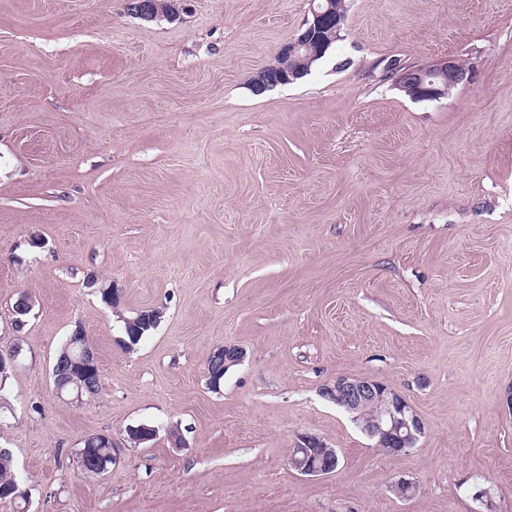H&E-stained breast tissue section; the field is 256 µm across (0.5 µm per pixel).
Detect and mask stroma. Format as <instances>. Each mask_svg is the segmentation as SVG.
I'll use <instances>...</instances> for the list:
<instances>
[{
    "instance_id": "1",
    "label": "stroma",
    "mask_w": 512,
    "mask_h": 512,
    "mask_svg": "<svg viewBox=\"0 0 512 512\" xmlns=\"http://www.w3.org/2000/svg\"><path fill=\"white\" fill-rule=\"evenodd\" d=\"M309 8L0 0V448L27 493L0 512H478L481 489L512 512V0H347L308 76L254 92ZM444 57L470 76L436 102L384 75ZM78 326L101 371L80 406L51 375ZM226 345L246 358L215 391ZM339 376L403 395L416 446L376 448L322 396ZM92 434L101 475L76 464ZM305 434L336 472L289 466ZM181 0H170L171 7L168 9L167 14L163 15L154 6V4L160 6L163 9L164 5L168 3L167 0H154V4L150 0H128L127 9L134 16L141 18L146 21H153L155 19L164 18L169 21L176 20L180 14V5H176L174 2ZM141 314L140 320L135 325H129L128 320L135 319ZM161 319L160 312L156 309L142 310L136 316L125 321L124 325V345L127 349H131L138 345L139 342L153 331L159 324ZM245 353L243 349L236 346H224V348L217 349L207 359V372L209 386L215 390L220 388L224 381V372L228 371L231 366L239 365L243 362ZM212 358H224L223 362Z\"/></svg>"
}]
</instances>
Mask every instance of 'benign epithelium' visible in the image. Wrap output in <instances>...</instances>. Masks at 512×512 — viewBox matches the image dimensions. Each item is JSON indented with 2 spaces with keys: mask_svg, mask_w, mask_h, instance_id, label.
<instances>
[{
  "mask_svg": "<svg viewBox=\"0 0 512 512\" xmlns=\"http://www.w3.org/2000/svg\"><path fill=\"white\" fill-rule=\"evenodd\" d=\"M173 6L163 15L150 0H127V9L134 16L146 21L161 17L173 21L179 17L180 6L170 0ZM334 16L331 0L311 8V18L305 28L294 39L281 46L278 57H309L314 61L320 53L316 50L317 31ZM264 75L254 83L258 92L273 89L280 85L276 76V66L263 68ZM468 80V71L458 60L446 58L426 67L406 66L395 76V82L418 86L417 101H438L448 96L450 88ZM214 358L224 359V369L243 362L245 353L236 346H224L212 353ZM323 396L354 414V421L369 437L376 439V447L383 448L394 440L399 444L397 451L415 447L425 433V424L408 401L396 390L381 382L368 378L341 376L322 388ZM337 460L336 449L328 447L320 438L305 436L300 439L292 452V466L300 474L309 477L332 474Z\"/></svg>",
  "mask_w": 512,
  "mask_h": 512,
  "instance_id": "benign-epithelium-1",
  "label": "benign epithelium"
}]
</instances>
